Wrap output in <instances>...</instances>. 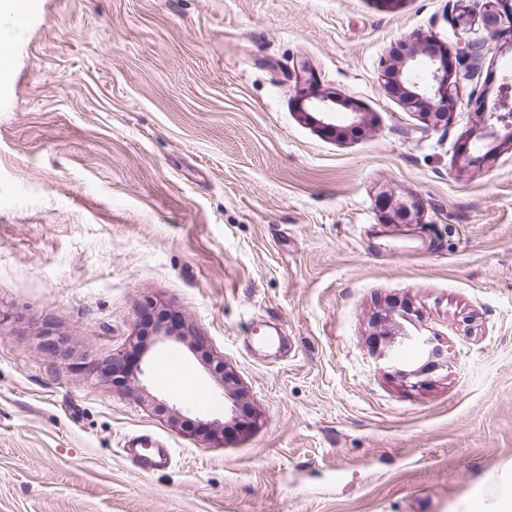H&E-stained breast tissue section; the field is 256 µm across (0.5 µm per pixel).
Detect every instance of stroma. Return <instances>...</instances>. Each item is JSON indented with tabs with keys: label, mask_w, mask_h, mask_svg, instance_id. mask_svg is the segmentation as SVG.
Wrapping results in <instances>:
<instances>
[{
	"label": "stroma",
	"mask_w": 512,
	"mask_h": 512,
	"mask_svg": "<svg viewBox=\"0 0 512 512\" xmlns=\"http://www.w3.org/2000/svg\"><path fill=\"white\" fill-rule=\"evenodd\" d=\"M460 1L486 3L39 0L0 94V512H466L512 481V143L469 139L512 82V27L469 29L492 50L452 68L447 125L384 80L400 41L455 51ZM303 61L361 130L300 112ZM384 192L416 223H384ZM150 304L255 425L205 439L224 398L185 349L104 374ZM400 304L448 345L419 387L374 342ZM174 355L201 396L163 382ZM140 434L169 467L132 470ZM149 332L152 336H156L154 344L182 345L193 357L201 360L206 369L210 370L211 361L201 354L203 345L196 339L192 326L185 319L175 324L165 321L154 330L150 329ZM218 383L224 391V418L230 415L231 421L237 424L236 429L246 428L249 425L247 420L253 416L238 379L224 366V376ZM147 440L140 437L130 438L122 444V455L127 458L132 467L142 474H149L164 469L170 462V451L159 440ZM137 442L138 444H135ZM151 447L148 453L141 448Z\"/></svg>",
	"instance_id": "obj_1"
}]
</instances>
